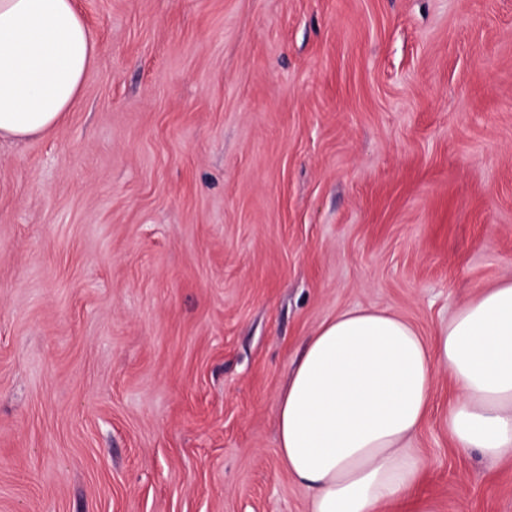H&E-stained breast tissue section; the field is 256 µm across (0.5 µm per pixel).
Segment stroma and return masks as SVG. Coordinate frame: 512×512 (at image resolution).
Here are the masks:
<instances>
[{"label": "stroma", "mask_w": 512, "mask_h": 512, "mask_svg": "<svg viewBox=\"0 0 512 512\" xmlns=\"http://www.w3.org/2000/svg\"><path fill=\"white\" fill-rule=\"evenodd\" d=\"M79 104L0 141V512H306L275 403L323 322L512 277V0H75ZM440 371L385 512H512Z\"/></svg>", "instance_id": "stroma-1"}]
</instances>
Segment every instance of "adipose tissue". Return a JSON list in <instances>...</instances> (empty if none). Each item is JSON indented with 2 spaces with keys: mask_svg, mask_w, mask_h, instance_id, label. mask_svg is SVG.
<instances>
[{
  "mask_svg": "<svg viewBox=\"0 0 512 512\" xmlns=\"http://www.w3.org/2000/svg\"><path fill=\"white\" fill-rule=\"evenodd\" d=\"M97 42L75 0H0V140L52 131L80 101ZM449 437L512 459V279L477 291L432 339L387 310H344L311 336L277 398L278 453L307 512H381L417 485L409 440L439 369Z\"/></svg>",
  "mask_w": 512,
  "mask_h": 512,
  "instance_id": "1",
  "label": "adipose tissue"
}]
</instances>
